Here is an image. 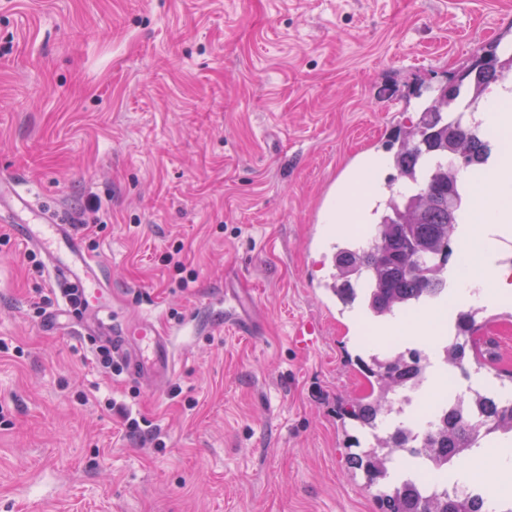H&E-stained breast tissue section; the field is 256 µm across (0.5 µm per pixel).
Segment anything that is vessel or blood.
Returning a JSON list of instances; mask_svg holds the SVG:
<instances>
[{
  "instance_id": "b4317fda",
  "label": "vessel or blood",
  "mask_w": 512,
  "mask_h": 512,
  "mask_svg": "<svg viewBox=\"0 0 512 512\" xmlns=\"http://www.w3.org/2000/svg\"><path fill=\"white\" fill-rule=\"evenodd\" d=\"M7 212L19 216V223L13 226L15 234L26 247L43 254L55 283L75 290L95 332L111 342L113 355L127 362L133 377L147 381L173 372V341L152 319L143 317L123 324L114 321L111 290L71 225L55 222L11 182L1 179L0 215Z\"/></svg>"
}]
</instances>
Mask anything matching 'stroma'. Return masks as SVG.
Instances as JSON below:
<instances>
[{"label":"stroma","instance_id":"stroma-1","mask_svg":"<svg viewBox=\"0 0 512 512\" xmlns=\"http://www.w3.org/2000/svg\"><path fill=\"white\" fill-rule=\"evenodd\" d=\"M496 39L512 0H0V178L73 226L114 317L151 316L176 357L148 387L33 317L63 301L0 222V512H377L336 414L376 335L323 287V220L367 160L386 182L383 143ZM177 245L180 270L159 261ZM236 285L241 331L215 309ZM484 314L497 388L512 294Z\"/></svg>","mask_w":512,"mask_h":512}]
</instances>
